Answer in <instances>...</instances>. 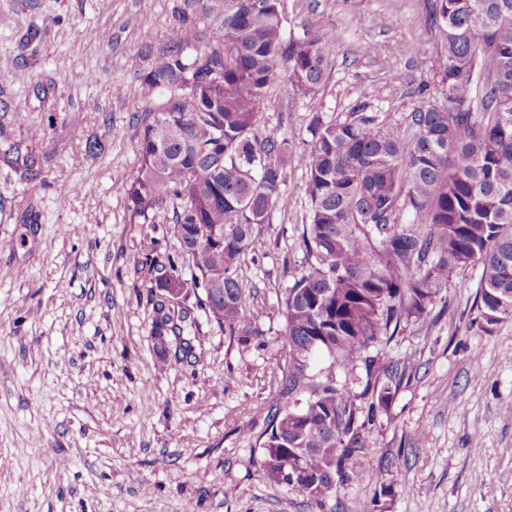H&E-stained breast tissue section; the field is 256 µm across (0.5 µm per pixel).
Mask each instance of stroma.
<instances>
[{
	"label": "stroma",
	"mask_w": 512,
	"mask_h": 512,
	"mask_svg": "<svg viewBox=\"0 0 512 512\" xmlns=\"http://www.w3.org/2000/svg\"><path fill=\"white\" fill-rule=\"evenodd\" d=\"M432 2L283 0L285 38L336 34L324 120L364 103L401 137L409 112L446 104ZM185 33L208 43L200 0H0V512H512V321L475 324L476 267L384 347L411 370L365 424L355 483L318 508L264 474L268 417L289 402L281 308L311 261L304 168L286 167L245 255L251 334L219 327L195 292L191 353L157 346L146 261L188 262L171 211L143 223L125 186L162 105L143 78ZM310 120L282 81L258 132L307 150Z\"/></svg>",
	"instance_id": "1"
}]
</instances>
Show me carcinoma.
Instances as JSON below:
<instances>
[{"instance_id":"1","label":"carcinoma","mask_w":512,"mask_h":512,"mask_svg":"<svg viewBox=\"0 0 512 512\" xmlns=\"http://www.w3.org/2000/svg\"><path fill=\"white\" fill-rule=\"evenodd\" d=\"M201 8L211 29L205 48L177 49L143 79V98L167 100L140 133L126 195L145 224L173 206L170 232L195 270L192 287L220 326L246 335L242 256L281 195L284 166L306 170L303 236L314 263L288 288L282 315L288 391L308 397L279 411L262 467L277 484L282 471L300 472L297 491L320 505L357 479L346 461L367 445L362 399L371 396L375 415L405 375L370 347L429 317L448 273L469 266H481L479 325L512 320V0H435L448 106L415 109L404 137L385 133L364 106L323 120L316 93L336 34L304 25L284 41L282 0H201ZM283 77L312 105L308 151L256 133L268 90ZM401 210L410 223H396ZM187 318L159 307L158 344L181 335ZM317 352L364 364V390L329 377L311 384Z\"/></svg>"}]
</instances>
